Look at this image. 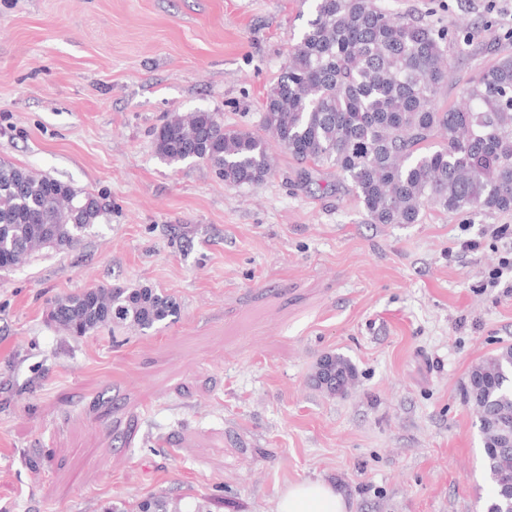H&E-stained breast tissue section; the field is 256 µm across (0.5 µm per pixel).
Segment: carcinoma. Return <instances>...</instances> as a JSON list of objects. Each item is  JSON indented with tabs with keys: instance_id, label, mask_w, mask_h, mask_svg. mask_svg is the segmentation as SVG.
<instances>
[{
	"instance_id": "carcinoma-1",
	"label": "carcinoma",
	"mask_w": 512,
	"mask_h": 512,
	"mask_svg": "<svg viewBox=\"0 0 512 512\" xmlns=\"http://www.w3.org/2000/svg\"><path fill=\"white\" fill-rule=\"evenodd\" d=\"M462 43L449 31L391 15L378 0H313L312 18L267 92L262 124L294 159L336 168L373 224H418L428 210L512 211V56L478 68L460 101L445 105L439 97ZM437 137L443 143L434 144ZM155 152L168 164L201 161L235 186L272 171L267 139L226 127L205 110L172 113L155 133ZM103 212L89 192L0 164V270L43 248H73ZM179 310L171 295L118 285L59 296L49 318L75 337L109 323L145 334ZM355 377L349 360L326 354L314 379L342 395ZM466 398L477 405L494 484L486 512H504L512 444L501 428L512 437V346L471 368ZM105 512L178 510L149 498Z\"/></svg>"
}]
</instances>
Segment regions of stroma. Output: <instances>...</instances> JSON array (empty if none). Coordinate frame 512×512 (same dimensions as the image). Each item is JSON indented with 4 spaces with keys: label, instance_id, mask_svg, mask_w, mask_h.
<instances>
[{
    "label": "stroma",
    "instance_id": "1",
    "mask_svg": "<svg viewBox=\"0 0 512 512\" xmlns=\"http://www.w3.org/2000/svg\"><path fill=\"white\" fill-rule=\"evenodd\" d=\"M467 25L441 101L512 53V0H380ZM311 0H0V162L99 196L72 249L0 271V512H275L321 480L348 512H485L470 368L512 346V213L371 223L336 174L272 148L232 186L154 150L174 112L262 133L264 97ZM478 249L463 248V241ZM174 296V323L72 337L51 301L85 288ZM357 377L317 388L325 354Z\"/></svg>",
    "mask_w": 512,
    "mask_h": 512
}]
</instances>
